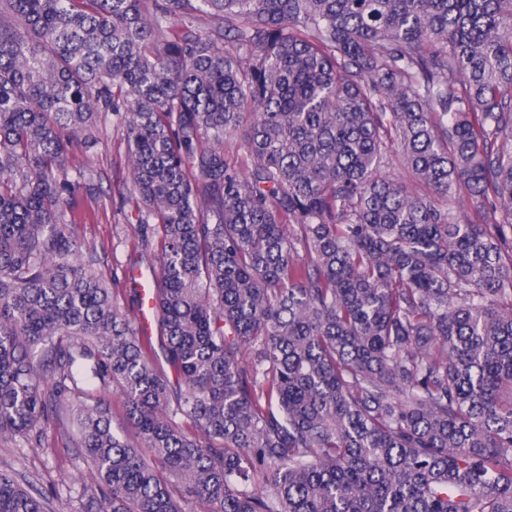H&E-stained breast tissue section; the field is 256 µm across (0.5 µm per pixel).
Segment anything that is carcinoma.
Instances as JSON below:
<instances>
[{
  "label": "carcinoma",
  "mask_w": 512,
  "mask_h": 512,
  "mask_svg": "<svg viewBox=\"0 0 512 512\" xmlns=\"http://www.w3.org/2000/svg\"><path fill=\"white\" fill-rule=\"evenodd\" d=\"M100 114L158 352L68 220ZM56 422L62 512H512V0H0V440Z\"/></svg>",
  "instance_id": "carcinoma-1"
}]
</instances>
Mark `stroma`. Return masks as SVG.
I'll return each instance as SVG.
<instances>
[{
	"label": "stroma",
	"mask_w": 512,
	"mask_h": 512,
	"mask_svg": "<svg viewBox=\"0 0 512 512\" xmlns=\"http://www.w3.org/2000/svg\"><path fill=\"white\" fill-rule=\"evenodd\" d=\"M98 144L72 159L70 177L91 174L97 188L95 200H80L76 209L74 232L85 256L110 284L120 306L132 305L133 271L146 270L141 247L133 225L126 221L128 207L119 192L128 176L125 146L111 117L99 116ZM0 471L9 474L22 486L51 491L61 480L88 475L80 449L65 447L57 429H49L41 447L23 443L0 444Z\"/></svg>",
	"instance_id": "35a3bbf8"
}]
</instances>
